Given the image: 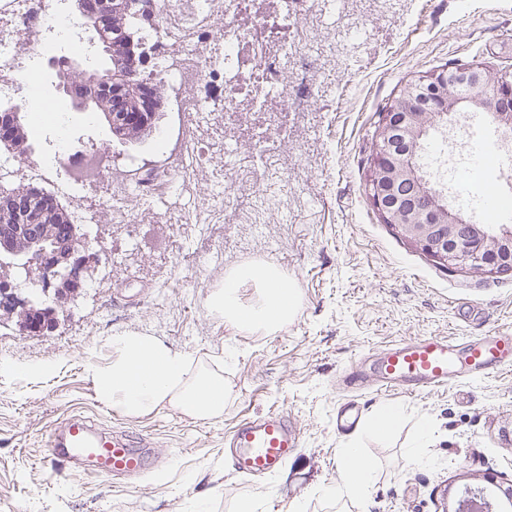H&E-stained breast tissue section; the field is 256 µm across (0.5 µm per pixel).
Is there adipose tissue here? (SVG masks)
<instances>
[{"label":"adipose tissue","instance_id":"ef3b65f1","mask_svg":"<svg viewBox=\"0 0 512 512\" xmlns=\"http://www.w3.org/2000/svg\"><path fill=\"white\" fill-rule=\"evenodd\" d=\"M255 295L243 300L242 290ZM225 326L239 333L273 332L296 312L298 300L280 268L271 262L243 264L230 270L209 299ZM91 378L101 401L130 416L171 407L185 414L219 418L231 395L220 371L199 364L192 354L166 347L150 337L121 334L112 339V360L94 368ZM341 475L323 487L339 502L368 497L373 465L357 443L341 451Z\"/></svg>","mask_w":512,"mask_h":512}]
</instances>
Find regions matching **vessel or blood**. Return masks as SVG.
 <instances>
[{
	"mask_svg": "<svg viewBox=\"0 0 512 512\" xmlns=\"http://www.w3.org/2000/svg\"><path fill=\"white\" fill-rule=\"evenodd\" d=\"M512 367V332L494 330L457 341L445 336H417L384 347L369 369L354 366L339 381L353 390L373 381L381 392L423 394L454 381H471ZM234 469L247 476L281 472L297 446V434L286 412L272 410L244 420L224 442ZM54 461L63 467L86 468L126 481L146 470V451L129 436L103 437L87 420L60 423L49 436Z\"/></svg>",
	"mask_w": 512,
	"mask_h": 512,
	"instance_id": "b4317fda",
	"label": "vessel or blood"
}]
</instances>
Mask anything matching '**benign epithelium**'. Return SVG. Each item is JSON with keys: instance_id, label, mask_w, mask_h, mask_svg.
<instances>
[{"instance_id": "1", "label": "benign epithelium", "mask_w": 512, "mask_h": 512, "mask_svg": "<svg viewBox=\"0 0 512 512\" xmlns=\"http://www.w3.org/2000/svg\"><path fill=\"white\" fill-rule=\"evenodd\" d=\"M115 0H95V11L88 0H76V7L92 15L99 41L112 52L108 34L112 32ZM488 70L480 65H464L436 70L414 83L388 102L377 129V150L368 180V198L386 224L410 244L420 248L444 268H469L476 272L512 271V230L486 224L467 237L461 236L464 215L449 207L447 199L424 180L418 163L430 119L441 122L459 112L479 110L495 122L512 129V80H502L492 96L484 88ZM92 101L105 112L110 126H116L112 113V80L91 77ZM410 186L415 197L399 203L394 199L399 187ZM9 199L20 211L33 202L59 218L66 211L56 201L32 186L0 189V203ZM49 225L43 224L22 242L0 236V280L8 287L0 291V324L14 328L22 336H40L56 329L60 315L67 314L92 282L102 261L92 238L83 225H71V236L64 249L48 245ZM35 283L43 289L51 325L25 318L29 303L20 285Z\"/></svg>"}]
</instances>
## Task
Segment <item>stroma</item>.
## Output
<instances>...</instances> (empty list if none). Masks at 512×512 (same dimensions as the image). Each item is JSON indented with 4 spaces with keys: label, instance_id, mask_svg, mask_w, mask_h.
<instances>
[{
    "label": "stroma",
    "instance_id": "stroma-1",
    "mask_svg": "<svg viewBox=\"0 0 512 512\" xmlns=\"http://www.w3.org/2000/svg\"><path fill=\"white\" fill-rule=\"evenodd\" d=\"M289 25L309 34L307 94L289 81L287 113L237 112L227 122L230 153L243 158L250 150L240 129L287 120L276 161L287 192L228 183L224 240L206 248L221 251L228 270L277 264L296 290V316L263 335L226 328L209 309L211 287L163 254V225L141 228L134 242L110 252V288L84 289L55 332L22 337L0 327V361L16 366L0 373V512H194L202 501L208 512H236L240 499L254 496L262 512H453L459 490L476 479L512 484V368L424 394L365 388L355 394L362 424L336 430L345 398L337 380L358 360L415 336L512 330V272L439 266L384 224L366 194L380 114L408 81L454 60L512 72V0H313ZM63 59L94 71L108 57L87 58L58 42L39 62L44 91L67 113L73 140L150 159V140L117 143L93 102L73 103ZM486 133L512 165V136L494 121L460 115L431 131L448 153L423 167L449 205L479 225L493 221L482 187L497 181L500 165L470 169L465 145ZM116 333L151 336L210 368L223 364L231 390L223 417L204 421L174 408L134 417L104 405L90 372L111 361ZM228 348L238 352L231 364ZM46 361L55 362L53 371L30 372ZM385 405L400 408L402 420L381 441L365 423ZM277 409L300 431L293 458L275 477L237 474L225 437L241 419ZM73 417L150 443L162 464L134 485L51 466L47 439ZM425 421L432 433L420 466L408 449ZM352 439L375 475L366 500L343 504L320 490L338 480L340 450Z\"/></svg>",
    "mask_w": 512,
    "mask_h": 512
}]
</instances>
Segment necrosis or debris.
Masks as SVG:
<instances>
[{
	"label": "necrosis or debris",
	"mask_w": 512,
	"mask_h": 512,
	"mask_svg": "<svg viewBox=\"0 0 512 512\" xmlns=\"http://www.w3.org/2000/svg\"><path fill=\"white\" fill-rule=\"evenodd\" d=\"M254 2L138 0L149 74L165 87L171 114L150 162L114 159L104 144L55 145L21 166L0 158V169L28 185L51 186L67 199L71 223L100 225L130 240L142 226L166 225L170 254L185 268H199L190 245L200 225L224 221L225 115L243 100L250 111H267L270 99L287 93L288 65L306 44L303 32H289L288 20L309 0H278V15L258 14L251 27H241ZM62 25L71 48H81L82 23L65 0H0V101L28 107L43 82L32 63ZM243 69L250 85H232Z\"/></svg>",
	"instance_id": "4bbe7bcc"
}]
</instances>
